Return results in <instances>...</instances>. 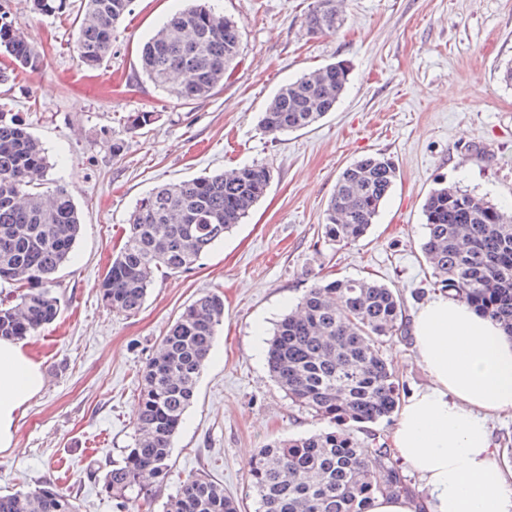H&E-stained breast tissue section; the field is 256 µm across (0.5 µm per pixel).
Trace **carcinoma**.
I'll use <instances>...</instances> for the list:
<instances>
[{
	"label": "carcinoma",
	"mask_w": 512,
	"mask_h": 512,
	"mask_svg": "<svg viewBox=\"0 0 512 512\" xmlns=\"http://www.w3.org/2000/svg\"><path fill=\"white\" fill-rule=\"evenodd\" d=\"M40 14H62L67 0H30ZM131 0H81L77 50L87 68L101 64ZM340 0H314L305 17L314 34L343 24ZM0 48L11 65L36 68L40 55L21 23L0 13ZM233 18L199 4L175 13L143 46L142 73L186 101L210 97L240 55ZM350 67L334 62L283 85L261 113L262 131L277 138L308 129L336 108ZM155 112L127 117L131 130ZM49 169L42 144L21 119L0 108V282L21 290L0 302V338L24 340L53 323L59 300L49 283L70 259L80 217L63 184L40 191ZM271 168L253 163L164 184L139 200L125 240L101 281L100 296L116 314L141 309L156 274L187 273L248 217L267 192ZM397 180L393 161L363 157L338 176L322 224L331 242L363 238ZM422 252L433 285L501 322L512 336V212L455 185L438 184L423 205ZM405 306L392 289L368 278L315 280L276 325L267 352L272 379L291 402L329 429L260 449L250 472L257 512H367L376 493H410L385 437L371 428L401 408L404 384L383 358L380 338L403 323ZM224 321V299L210 291L186 306L140 373L133 446L101 478L121 512L151 507L149 489L169 470L172 441ZM361 435H356L355 431ZM0 512H79L75 497L45 481L0 495ZM164 512H240L239 502L202 471L189 475Z\"/></svg>",
	"instance_id": "cac0c4a2"
}]
</instances>
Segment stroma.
Segmentation results:
<instances>
[{"label":"stroma","mask_w":512,"mask_h":512,"mask_svg":"<svg viewBox=\"0 0 512 512\" xmlns=\"http://www.w3.org/2000/svg\"><path fill=\"white\" fill-rule=\"evenodd\" d=\"M62 16L32 13L29 0H0L41 52L37 70L0 85L46 149L51 184H66L82 217L73 257L56 275L57 320L28 337L44 386L20 414L14 449L0 453V494L45 481L72 493L81 512H116L91 469L111 468L134 442L138 371L166 327L209 291L224 295V323L177 435L169 472L152 486L162 512L188 474L206 470L224 493L256 512L250 463L260 448L308 436L327 422L295 407L271 379L266 354L276 324L314 275L370 278L401 295L406 316L437 290L420 242L422 206L444 181L512 208V0H345L333 34L307 31L311 0H214L235 17L241 55L214 95L186 103L143 75L139 50L188 0H133L95 70L76 49L79 0ZM342 61L350 84L335 110L279 139L258 115L284 84ZM159 113L145 129L126 118ZM120 151H113V142ZM371 154L391 157L396 183L359 242L320 236L340 172ZM252 163L273 180L243 224L185 274H157L136 314L113 313L99 294L137 201L166 182ZM380 350L405 392L429 385L412 333Z\"/></svg>","instance_id":"1"}]
</instances>
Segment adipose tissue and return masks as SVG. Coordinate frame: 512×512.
<instances>
[{
	"label": "adipose tissue",
	"instance_id": "1",
	"mask_svg": "<svg viewBox=\"0 0 512 512\" xmlns=\"http://www.w3.org/2000/svg\"><path fill=\"white\" fill-rule=\"evenodd\" d=\"M412 336L430 383L405 399L392 450L424 493L377 494L367 512H512V470L500 467L487 424L512 412V339L445 294L415 313ZM43 385L23 345L0 338V452L14 448L18 414Z\"/></svg>",
	"mask_w": 512,
	"mask_h": 512
}]
</instances>
